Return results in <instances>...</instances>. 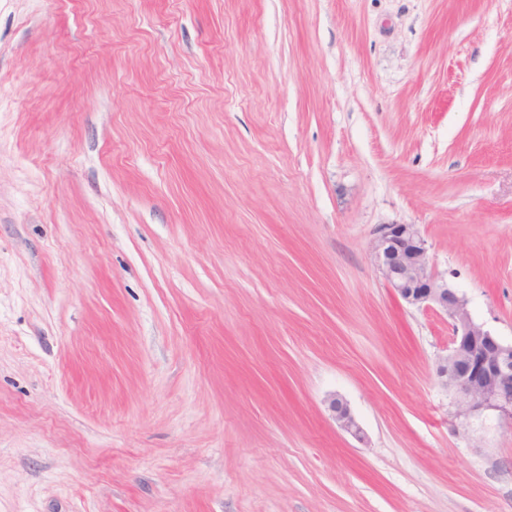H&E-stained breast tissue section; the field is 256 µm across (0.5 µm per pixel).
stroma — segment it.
<instances>
[{
	"mask_svg": "<svg viewBox=\"0 0 512 512\" xmlns=\"http://www.w3.org/2000/svg\"><path fill=\"white\" fill-rule=\"evenodd\" d=\"M380 224L512 341V0H0V512H512ZM330 408L341 429L355 437H361L362 430L342 399L334 398L330 403Z\"/></svg>",
	"mask_w": 512,
	"mask_h": 512,
	"instance_id": "obj_1",
	"label": "stroma"
}]
</instances>
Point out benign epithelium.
I'll use <instances>...</instances> for the list:
<instances>
[{
  "instance_id": "1",
  "label": "benign epithelium",
  "mask_w": 512,
  "mask_h": 512,
  "mask_svg": "<svg viewBox=\"0 0 512 512\" xmlns=\"http://www.w3.org/2000/svg\"><path fill=\"white\" fill-rule=\"evenodd\" d=\"M369 254L392 295L409 305L448 317L452 334L436 374L448 390L454 416L464 426L484 413L512 424V342L472 317L467 299L433 271L428 243L415 224H381ZM340 428L355 437L362 430L340 398L330 403Z\"/></svg>"
}]
</instances>
